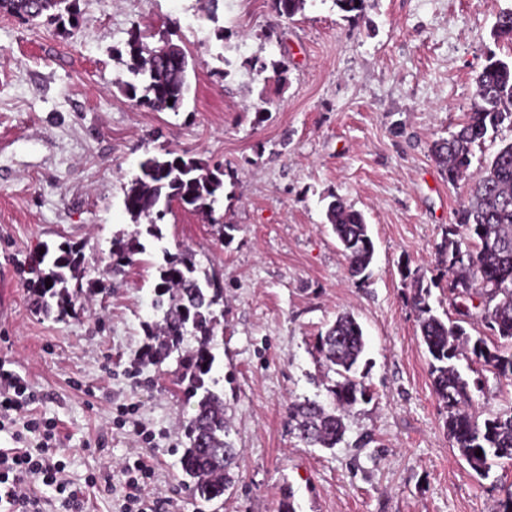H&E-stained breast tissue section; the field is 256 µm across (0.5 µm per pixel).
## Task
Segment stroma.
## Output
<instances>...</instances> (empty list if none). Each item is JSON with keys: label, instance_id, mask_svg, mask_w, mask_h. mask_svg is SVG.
<instances>
[{"label": "stroma", "instance_id": "1", "mask_svg": "<svg viewBox=\"0 0 512 512\" xmlns=\"http://www.w3.org/2000/svg\"><path fill=\"white\" fill-rule=\"evenodd\" d=\"M80 26L60 35L0 13V363L36 390V417L56 421L68 477L89 512H116L119 491L90 488L105 463L144 453L146 491L169 512H498L512 460L475 475L453 448L429 376L407 272L439 277L442 226L467 202L430 157L464 121L489 56L512 46L490 29L512 0H370L342 17L306 0L293 19L269 0H80ZM171 31L185 49L189 92L179 113L128 98L133 26ZM281 79H274V69ZM171 151L224 167L212 216L173 206L163 238L112 274L113 237L136 231L124 186L150 155ZM363 213L375 245L359 277L326 218L331 196ZM234 225L231 241L218 237ZM81 245L86 278L114 288L82 294L77 318L36 313L27 283L44 247ZM190 248L224 284V334L212 370L224 390L239 478L220 500L183 483L191 405L175 358L140 361L163 252ZM352 314L373 398L344 417L335 448H309L285 409L328 402L336 376L317 363L319 333ZM472 408L512 410V380L485 373ZM135 406L152 445L114 425Z\"/></svg>", "mask_w": 512, "mask_h": 512}]
</instances>
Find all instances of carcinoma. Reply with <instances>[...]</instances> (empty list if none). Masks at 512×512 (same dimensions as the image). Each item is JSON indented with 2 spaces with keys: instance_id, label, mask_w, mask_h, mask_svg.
Returning <instances> with one entry per match:
<instances>
[{
  "instance_id": "cac0c4a2",
  "label": "carcinoma",
  "mask_w": 512,
  "mask_h": 512,
  "mask_svg": "<svg viewBox=\"0 0 512 512\" xmlns=\"http://www.w3.org/2000/svg\"><path fill=\"white\" fill-rule=\"evenodd\" d=\"M304 4L305 0H271L275 15L284 19L293 18ZM334 4L344 17L351 18L365 12L368 0H334ZM0 12L26 23L52 25L62 33L76 28L80 19L79 0H0ZM491 35L497 42H512V8L499 12ZM155 36L161 45L147 48L145 40ZM126 47L132 76L123 85L126 96L153 111H179L188 91L185 50L165 33L156 35L139 27L129 32ZM476 85L475 101L459 130L431 147L435 164L451 184L467 174L472 146L504 122L512 123V61L489 57ZM139 170L125 188V209L135 220L143 215L153 220L142 230L112 240L114 271L146 252L143 239L163 238L159 221L172 211L173 204L211 214L224 194V166H212L188 153L148 156L140 162ZM327 220L350 274H363L375 253L363 214L336 198L328 204ZM463 233L473 240L475 249H462ZM437 254L448 276V299L458 314L479 318L492 336L511 347L506 353L497 346L491 348L481 336L471 339L461 321L445 322L429 302L431 287L437 286L435 280L411 277V304L429 356L433 391L446 409L448 437L469 468L486 477L492 460H512V413H494L478 421L470 406L473 392L483 391L484 379L463 375L455 361L468 349L485 370L512 378V141L504 144L472 181L467 205L457 212L456 222L442 230ZM82 264V250L68 242L33 258L30 288L36 311L64 321L74 316V303L84 289L107 288L102 280L84 279ZM48 278L50 287L45 284ZM159 279L152 306L160 319L146 325L150 342L144 355L161 364L177 354L176 385L184 399L193 402V414L186 425L189 447L181 459L184 485L206 501L219 500L236 482L238 461L230 439L224 393L215 389L218 381L210 376L216 361L212 341L223 329L224 286L216 276L201 270L194 253L186 249L175 255L164 252ZM188 336L197 346L185 351ZM364 350L363 329L350 314L337 317L318 336L319 363L338 380L328 387L333 404L330 410L317 400L288 404V428L305 446L336 447L345 434L343 413L371 400L368 386L357 377ZM478 449L482 450L479 457Z\"/></svg>"
}]
</instances>
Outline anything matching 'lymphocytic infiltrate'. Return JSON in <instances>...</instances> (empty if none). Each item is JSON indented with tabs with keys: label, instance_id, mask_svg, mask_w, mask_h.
Segmentation results:
<instances>
[{
	"label": "lymphocytic infiltrate",
	"instance_id": "f902f5d3",
	"mask_svg": "<svg viewBox=\"0 0 512 512\" xmlns=\"http://www.w3.org/2000/svg\"><path fill=\"white\" fill-rule=\"evenodd\" d=\"M38 394L28 382L0 366V431L12 429L14 445L0 448V512H83L84 493L65 477V449L55 422L33 417L29 408ZM124 476L118 512H163L165 498L145 488L155 471L149 458L137 454L121 467ZM50 488L43 496L35 485Z\"/></svg>",
	"mask_w": 512,
	"mask_h": 512
}]
</instances>
